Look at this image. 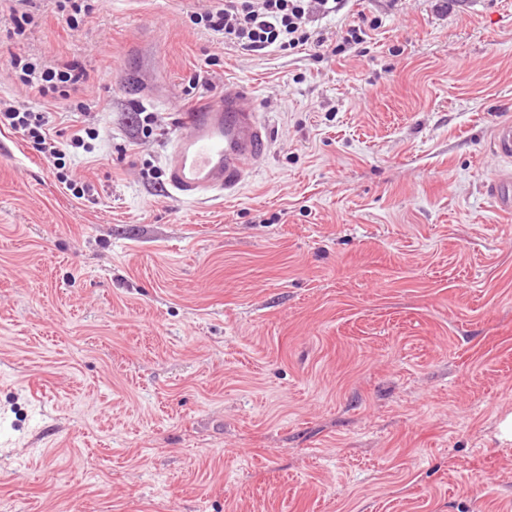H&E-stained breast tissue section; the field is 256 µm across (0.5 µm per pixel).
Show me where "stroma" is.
Returning a JSON list of instances; mask_svg holds the SVG:
<instances>
[{
    "label": "stroma",
    "instance_id": "35a3bbf8",
    "mask_svg": "<svg viewBox=\"0 0 512 512\" xmlns=\"http://www.w3.org/2000/svg\"><path fill=\"white\" fill-rule=\"evenodd\" d=\"M77 2L0 19V105L99 131L90 202L0 128V512H512V0H348L317 28H376L329 58L227 47L211 0ZM13 52L91 78L49 101ZM198 76L269 149L188 203L139 112L176 128ZM492 152L504 161H512V120L498 121L492 130ZM488 192L499 213L512 215V174L510 171L500 172L489 183Z\"/></svg>",
    "mask_w": 512,
    "mask_h": 512
}]
</instances>
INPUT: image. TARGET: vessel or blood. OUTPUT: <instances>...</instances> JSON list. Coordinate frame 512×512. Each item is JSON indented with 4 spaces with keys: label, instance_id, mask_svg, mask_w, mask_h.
Masks as SVG:
<instances>
[{
    "label": "vessel or blood",
    "instance_id": "1",
    "mask_svg": "<svg viewBox=\"0 0 512 512\" xmlns=\"http://www.w3.org/2000/svg\"><path fill=\"white\" fill-rule=\"evenodd\" d=\"M268 137L251 88L225 87L182 119L169 140L168 172L172 195L181 201L209 199L242 184L266 156ZM491 149L512 161V120L498 121ZM499 213L512 215V173L494 176L488 186Z\"/></svg>",
    "mask_w": 512,
    "mask_h": 512
}]
</instances>
